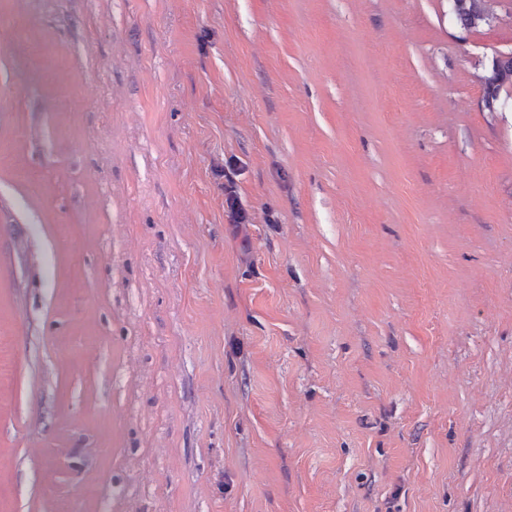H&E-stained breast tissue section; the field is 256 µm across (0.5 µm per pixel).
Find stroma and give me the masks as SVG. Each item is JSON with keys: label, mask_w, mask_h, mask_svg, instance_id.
<instances>
[{"label": "stroma", "mask_w": 512, "mask_h": 512, "mask_svg": "<svg viewBox=\"0 0 512 512\" xmlns=\"http://www.w3.org/2000/svg\"><path fill=\"white\" fill-rule=\"evenodd\" d=\"M489 9L0 0V512H512ZM450 13L465 32L476 31L490 23L485 0H449ZM225 192V204L227 207L228 217L233 224H246L249 223L250 217L248 212L243 208L239 197L236 194L235 187L230 183Z\"/></svg>", "instance_id": "stroma-1"}]
</instances>
